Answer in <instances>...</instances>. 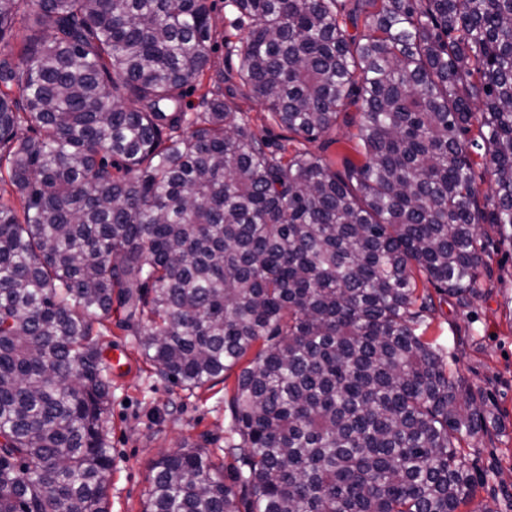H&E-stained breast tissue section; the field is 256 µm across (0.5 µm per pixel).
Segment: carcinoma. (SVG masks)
Segmentation results:
<instances>
[{
	"mask_svg": "<svg viewBox=\"0 0 512 512\" xmlns=\"http://www.w3.org/2000/svg\"><path fill=\"white\" fill-rule=\"evenodd\" d=\"M344 2L224 0L276 122L311 140L358 108L364 161L339 172L268 150L218 90L183 109L212 0H0V512H108L114 314L165 381L236 371L233 464L161 453L145 512L473 497L478 414L419 333L416 276L467 305L479 225L512 240V0Z\"/></svg>",
	"mask_w": 512,
	"mask_h": 512,
	"instance_id": "1",
	"label": "carcinoma"
}]
</instances>
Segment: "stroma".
<instances>
[{"instance_id": "35a3bbf8", "label": "stroma", "mask_w": 512, "mask_h": 512, "mask_svg": "<svg viewBox=\"0 0 512 512\" xmlns=\"http://www.w3.org/2000/svg\"><path fill=\"white\" fill-rule=\"evenodd\" d=\"M216 32L209 44L213 69L224 71L222 92L232 93L238 113L271 151H306L342 169L344 159L362 162L349 135L353 124L338 122L323 137L306 140L281 127L254 99L236 92L239 57L235 46L243 22L224 7L215 10ZM488 254L481 288L469 305L452 295L434 294L424 317V336L439 350L449 372L470 388L482 427L465 450L478 476L475 496L464 512L491 505L512 512V242L496 226L481 227ZM109 358H121L112 373V398L105 415L112 469L107 476L110 512H142L152 462L163 451L189 445L214 451L223 447L231 423L223 383L191 393L161 380L144 363L137 339L120 329L100 337Z\"/></svg>"}]
</instances>
